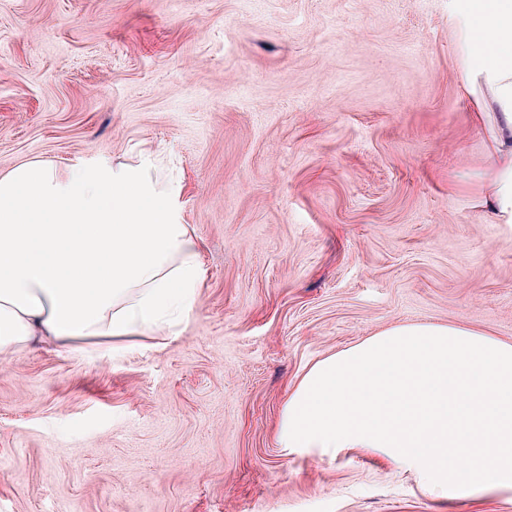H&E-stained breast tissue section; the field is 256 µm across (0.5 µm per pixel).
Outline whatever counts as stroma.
Returning a JSON list of instances; mask_svg holds the SVG:
<instances>
[{"instance_id": "stroma-1", "label": "stroma", "mask_w": 512, "mask_h": 512, "mask_svg": "<svg viewBox=\"0 0 512 512\" xmlns=\"http://www.w3.org/2000/svg\"><path fill=\"white\" fill-rule=\"evenodd\" d=\"M459 29L455 0H0V172L162 153L203 270L176 334L0 357V512H512L276 443L302 373L384 329L512 343Z\"/></svg>"}]
</instances>
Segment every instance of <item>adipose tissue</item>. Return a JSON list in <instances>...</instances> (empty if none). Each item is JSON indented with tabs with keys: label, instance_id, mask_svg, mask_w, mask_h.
Wrapping results in <instances>:
<instances>
[{
	"label": "adipose tissue",
	"instance_id": "adipose-tissue-1",
	"mask_svg": "<svg viewBox=\"0 0 512 512\" xmlns=\"http://www.w3.org/2000/svg\"><path fill=\"white\" fill-rule=\"evenodd\" d=\"M462 88L487 145L480 203L512 224V0H456ZM157 160L19 164L0 173V354L156 334L194 310L203 275ZM286 452L369 451L431 496L512 489V343L455 324L404 323L312 365L289 391Z\"/></svg>",
	"mask_w": 512,
	"mask_h": 512
}]
</instances>
